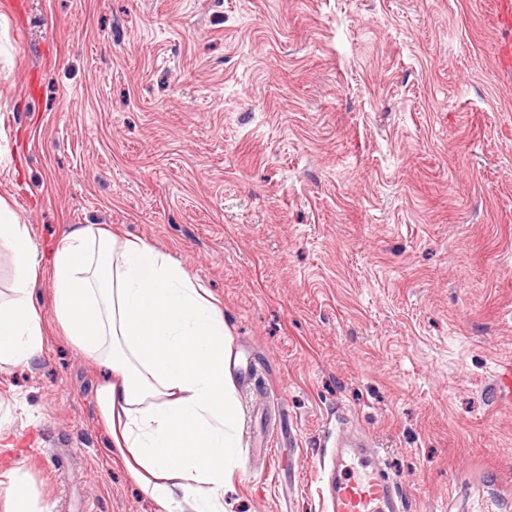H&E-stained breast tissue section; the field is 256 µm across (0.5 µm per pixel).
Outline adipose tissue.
Listing matches in <instances>:
<instances>
[{
    "label": "adipose tissue",
    "mask_w": 512,
    "mask_h": 512,
    "mask_svg": "<svg viewBox=\"0 0 512 512\" xmlns=\"http://www.w3.org/2000/svg\"><path fill=\"white\" fill-rule=\"evenodd\" d=\"M0 243L14 267L12 295L0 299V364L42 354L46 328L31 291L48 277L65 336L112 373L98 408L132 477L161 512H226L241 440L222 308L180 261L94 224L64 234L45 268L27 225L0 199Z\"/></svg>",
    "instance_id": "adipose-tissue-1"
}]
</instances>
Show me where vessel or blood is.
<instances>
[{"mask_svg":"<svg viewBox=\"0 0 512 512\" xmlns=\"http://www.w3.org/2000/svg\"><path fill=\"white\" fill-rule=\"evenodd\" d=\"M491 24L500 35L495 65L512 74V0H494ZM324 512H401L393 482L371 453L350 441H337L326 466Z\"/></svg>","mask_w":512,"mask_h":512,"instance_id":"b4317fda","label":"vessel or blood"}]
</instances>
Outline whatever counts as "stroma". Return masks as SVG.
<instances>
[{
  "instance_id": "stroma-1",
  "label": "stroma",
  "mask_w": 512,
  "mask_h": 512,
  "mask_svg": "<svg viewBox=\"0 0 512 512\" xmlns=\"http://www.w3.org/2000/svg\"><path fill=\"white\" fill-rule=\"evenodd\" d=\"M493 0H0V197L41 263L96 224L178 259L231 333L227 512H322L338 437L405 512H512V75ZM33 304L0 473L50 512H158L111 459L107 371ZM67 458L51 477L34 449Z\"/></svg>"
}]
</instances>
